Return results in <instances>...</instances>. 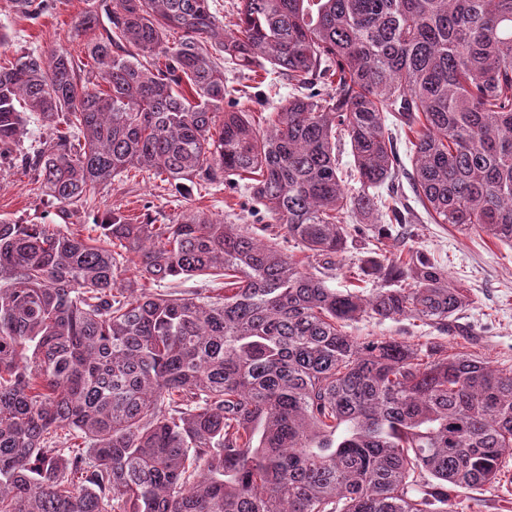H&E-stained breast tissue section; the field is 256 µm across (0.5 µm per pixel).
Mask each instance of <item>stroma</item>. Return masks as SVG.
<instances>
[{"mask_svg": "<svg viewBox=\"0 0 512 512\" xmlns=\"http://www.w3.org/2000/svg\"><path fill=\"white\" fill-rule=\"evenodd\" d=\"M97 4L98 0H56L51 12L30 21L16 15L9 0H0V27L10 37L7 59L33 50L46 54L62 45L76 60L86 61V45L93 34L76 29L75 24ZM224 73L238 90L235 108L246 110L257 128L268 130L275 118L274 106L292 91L287 79H280L271 87L259 83L257 76L247 71L228 67ZM115 208L133 224H170L186 209L195 208L229 224L266 225L263 215L252 212L241 187L202 184L183 197L153 173L133 170L115 178L94 201L75 208L67 228L86 237L94 236L95 224ZM1 219L22 224L58 221L56 209L43 203L34 174L15 167L0 168ZM376 233V226L370 224L352 229L331 287H352L349 268L361 252L372 249ZM404 245L434 259L452 281L468 288L471 305L445 334L409 318L381 323L368 318L353 325V335L394 337L417 346L440 342L447 344L449 352L471 354L489 361L503 373L512 372V247L480 230L462 232L450 224L426 222L416 225ZM448 512H512V490L486 487L451 494Z\"/></svg>", "mask_w": 512, "mask_h": 512, "instance_id": "stroma-1", "label": "stroma"}]
</instances>
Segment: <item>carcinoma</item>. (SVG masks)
Segmentation results:
<instances>
[{"label":"carcinoma","mask_w":512,"mask_h":512,"mask_svg":"<svg viewBox=\"0 0 512 512\" xmlns=\"http://www.w3.org/2000/svg\"><path fill=\"white\" fill-rule=\"evenodd\" d=\"M11 2L37 20L53 0ZM101 3L87 52L107 89L63 47L0 65V165L36 172L65 221L130 168L181 194L249 174L317 267L199 210L114 209L102 246L0 220V512H447L448 492L501 485L512 374L346 327L446 331L471 304L436 262L391 250L412 219L390 115L414 134L427 220L512 246V0H237L231 33L211 0ZM226 63L288 77L270 130L224 110ZM28 112L52 133L23 151ZM353 217L378 227L356 265L368 292L328 285ZM125 262L224 293L122 288Z\"/></svg>","instance_id":"cac0c4a2"}]
</instances>
